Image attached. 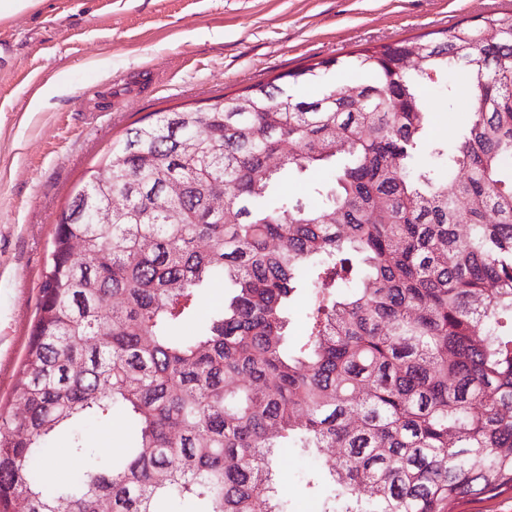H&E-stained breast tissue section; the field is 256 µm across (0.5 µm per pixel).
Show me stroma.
Instances as JSON below:
<instances>
[{"mask_svg":"<svg viewBox=\"0 0 512 512\" xmlns=\"http://www.w3.org/2000/svg\"><path fill=\"white\" fill-rule=\"evenodd\" d=\"M511 10L512 0H41L0 20L12 47L0 57V402L21 377L56 217L135 122ZM425 94L434 135L452 139L464 97Z\"/></svg>","mask_w":512,"mask_h":512,"instance_id":"obj_1","label":"stroma"}]
</instances>
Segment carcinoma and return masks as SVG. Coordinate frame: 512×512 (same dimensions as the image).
<instances>
[{"mask_svg": "<svg viewBox=\"0 0 512 512\" xmlns=\"http://www.w3.org/2000/svg\"><path fill=\"white\" fill-rule=\"evenodd\" d=\"M334 66L372 79L290 93ZM450 68L469 117L444 143L423 89ZM278 80L248 87L245 112L224 99L127 129L62 211L9 400L22 417L0 407V512H293L287 449L319 512L512 489V11ZM319 169L317 204L275 193ZM173 179L192 189L170 203ZM113 194L126 215L89 223ZM117 413L129 431L102 459L85 430ZM62 435L81 473L53 482Z\"/></svg>", "mask_w": 512, "mask_h": 512, "instance_id": "obj_1", "label": "carcinoma"}]
</instances>
